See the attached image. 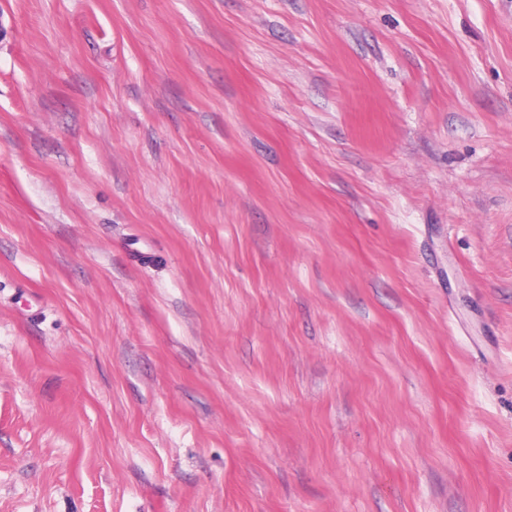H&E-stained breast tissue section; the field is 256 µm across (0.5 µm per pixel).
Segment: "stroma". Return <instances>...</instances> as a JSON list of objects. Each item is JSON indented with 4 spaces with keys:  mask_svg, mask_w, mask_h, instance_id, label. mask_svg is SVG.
Here are the masks:
<instances>
[{
    "mask_svg": "<svg viewBox=\"0 0 512 512\" xmlns=\"http://www.w3.org/2000/svg\"><path fill=\"white\" fill-rule=\"evenodd\" d=\"M0 512H512V0H0Z\"/></svg>",
    "mask_w": 512,
    "mask_h": 512,
    "instance_id": "obj_1",
    "label": "stroma"
}]
</instances>
